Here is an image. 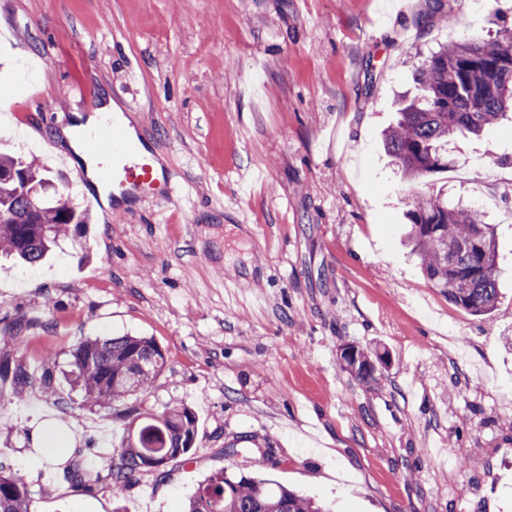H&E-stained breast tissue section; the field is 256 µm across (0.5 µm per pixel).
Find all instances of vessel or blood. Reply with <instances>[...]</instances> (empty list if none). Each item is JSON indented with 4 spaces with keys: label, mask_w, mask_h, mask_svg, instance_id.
<instances>
[{
    "label": "vessel or blood",
    "mask_w": 512,
    "mask_h": 512,
    "mask_svg": "<svg viewBox=\"0 0 512 512\" xmlns=\"http://www.w3.org/2000/svg\"><path fill=\"white\" fill-rule=\"evenodd\" d=\"M87 145L95 156L111 160V167L101 168L100 174L102 179L111 180L113 189L142 192L157 185L152 156L146 147L130 140L121 125L108 123L93 130Z\"/></svg>",
    "instance_id": "obj_1"
}]
</instances>
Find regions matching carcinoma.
I'll list each match as a JSON object with an SVG mask.
<instances>
[{
    "label": "carcinoma",
    "instance_id": "cac0c4a2",
    "mask_svg": "<svg viewBox=\"0 0 512 512\" xmlns=\"http://www.w3.org/2000/svg\"><path fill=\"white\" fill-rule=\"evenodd\" d=\"M505 34L486 40L454 41L427 56L415 74V91L397 109L398 119L384 133L385 151L407 179H420L448 169V144L459 137L479 136L509 118L512 112V50ZM23 169L28 184L0 181V252L28 264L43 260L60 237L73 229L83 233L88 216L57 193H50L60 175L31 161L0 153V171ZM37 223H29L32 206ZM408 239L427 281L448 301L473 315H487L500 298V270L494 231L481 211L452 202L441 193H418L408 199ZM23 326L0 328L8 348L23 342ZM347 367L362 381L373 379V367L355 345ZM74 382L94 406H112L147 390L164 365L154 340L117 336L81 342L72 352ZM55 360L29 370L5 352L0 356V382L14 389L38 387L53 395ZM136 429L123 434L108 468L112 495L120 497L133 477L152 472L153 461L188 459L195 442L197 419L187 407L159 416L136 406L119 413ZM84 449L72 450L59 479L85 492L97 491L100 476L87 471ZM0 512H31L25 483L0 461ZM185 512H327L313 499L259 475L235 474L224 468L200 482Z\"/></svg>",
    "mask_w": 512,
    "mask_h": 512
}]
</instances>
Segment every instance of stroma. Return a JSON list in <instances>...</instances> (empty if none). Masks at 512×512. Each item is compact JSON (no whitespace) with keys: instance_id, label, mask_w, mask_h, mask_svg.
Here are the masks:
<instances>
[{"instance_id":"1","label":"stroma","mask_w":512,"mask_h":512,"mask_svg":"<svg viewBox=\"0 0 512 512\" xmlns=\"http://www.w3.org/2000/svg\"><path fill=\"white\" fill-rule=\"evenodd\" d=\"M504 30L512 0H0V147L54 165L56 132L108 93L174 186L114 213L68 165L85 235L0 261V326L25 324L29 369L55 354L72 407L0 390V461L34 512H181L212 472L259 467L331 512H512V126L456 140L420 180L380 145L426 55ZM438 190L495 228L489 315L410 254L405 203ZM121 335L165 355L137 406L189 407L198 428L189 463L118 501L55 478L73 448L99 472L119 445L115 410L66 377L77 344ZM346 343L389 363L361 381Z\"/></svg>"}]
</instances>
